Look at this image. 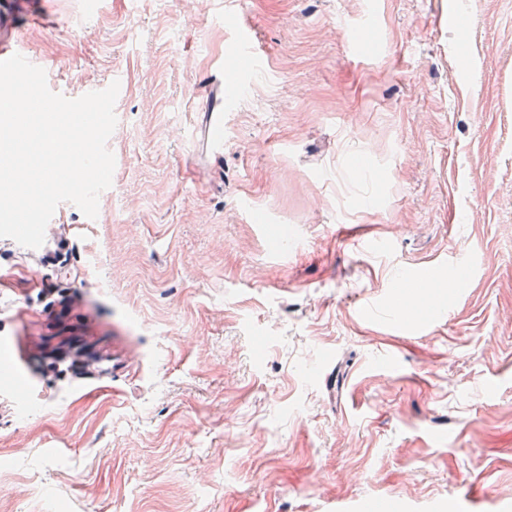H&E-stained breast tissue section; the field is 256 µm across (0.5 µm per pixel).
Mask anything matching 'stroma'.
Masks as SVG:
<instances>
[{"label": "stroma", "instance_id": "35a3bbf8", "mask_svg": "<svg viewBox=\"0 0 512 512\" xmlns=\"http://www.w3.org/2000/svg\"><path fill=\"white\" fill-rule=\"evenodd\" d=\"M47 5L49 88L120 84L115 170L96 219L0 238V512H512V0H457L463 32L448 0ZM65 343L108 360L53 370ZM236 50L246 72L259 68L261 56L247 33L242 34L238 39ZM208 103L201 112L202 120L194 128V145L197 153L205 156L214 155L220 150L224 129V72L221 79L209 81Z\"/></svg>", "mask_w": 512, "mask_h": 512}]
</instances>
